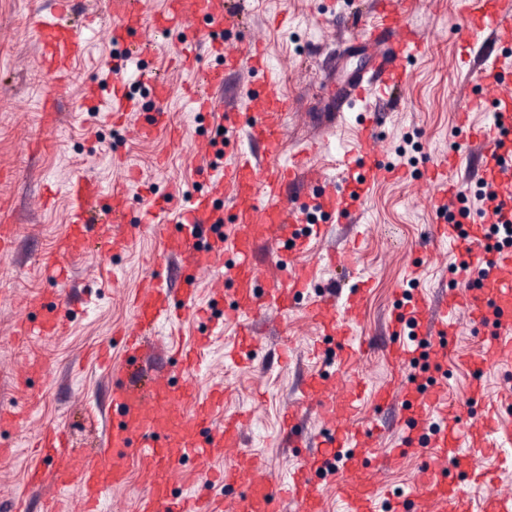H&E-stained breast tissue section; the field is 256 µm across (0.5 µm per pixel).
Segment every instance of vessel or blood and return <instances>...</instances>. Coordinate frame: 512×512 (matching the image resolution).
<instances>
[{"instance_id": "vessel-or-blood-1", "label": "vessel or blood", "mask_w": 512, "mask_h": 512, "mask_svg": "<svg viewBox=\"0 0 512 512\" xmlns=\"http://www.w3.org/2000/svg\"><path fill=\"white\" fill-rule=\"evenodd\" d=\"M73 5L74 0H55L50 14L37 16L34 21L41 65L57 89L68 80L74 60L85 49L80 33L64 25ZM414 5L415 0H381L376 19L358 14L349 17V37L372 47L371 62L344 85H337L331 77L325 79L326 122H340L358 104L364 111H372L373 106L367 101L369 92H378L389 101L400 91L407 77L406 63L423 45L402 23ZM108 11L114 35L120 41L139 27L156 37L174 28H193L203 18L217 31L233 23L231 17L225 16L220 0H167L160 13L147 12L143 0H108ZM465 12L461 37L466 45H474L485 35L498 44L512 43V0H471ZM261 65L259 45L225 51L223 66L198 70L192 104L198 111H212L210 91L223 87L225 71ZM108 66L112 86L104 107L108 118L116 122L136 111L137 105L126 92L127 65L112 60ZM471 73L476 82L495 86L499 119L485 125L474 124L470 114L482 108L481 99L474 97L461 103L459 143L430 171V200L438 207L455 196L458 185L451 175L466 165L491 183L502 206L490 212L482 224L466 218L459 224H435L430 228V254H438L442 244L454 245L463 261L484 269L480 287L449 290L447 298L439 301L421 294L391 316L392 337L384 345L391 376L377 391L375 402L379 410L398 411L395 426L402 440L394 448V455L424 460L411 489L401 497L400 512H472L468 494L472 486L486 489L481 512H512V486L502 484L462 452L463 447L469 446L512 466V419L504 416L499 401L501 395L512 393V381L492 390L482 379L487 369L512 362V249H490L486 238L489 225L512 223V178L488 172L483 161L485 154L496 149L504 133L512 134V56L480 54ZM263 100L262 112L229 111L224 115L230 125H248L255 152L239 153L231 165L225 166L223 175L211 183L207 194L189 198L180 209H172L170 197H157L148 201L140 222L131 224L125 219V182L114 183L107 195L91 176L80 174L70 182L68 233L59 242L56 256L44 259V267H56L62 257L88 240L120 252L150 232L165 244L164 253L153 259L146 283L134 300V328L126 337L131 355L141 351L140 331L185 313H197L198 272L203 268L221 272L225 251L238 257L232 276L235 300L224 311L225 319L239 323L238 339L225 352L232 363L249 360L256 348V323L288 310L294 295L304 292L311 283L312 265L292 264L285 268L277 260L265 265L253 260L257 240L279 241L282 225L306 221L304 208L283 206L288 195L299 188L297 178L303 164L296 161L286 165L277 160L281 119L292 111V103L271 92L264 94ZM375 128L372 120L361 125L353 148L344 149L341 154L340 180L323 186L318 194L322 209L335 215L338 223L354 224L360 216L359 210L344 203L348 191L363 193L375 178L399 175L398 170L387 169L371 157ZM227 191L237 200V230L229 240L213 230L221 217L213 201ZM367 288V280L359 278L348 288L316 295L306 306L308 320L323 335L336 339V376L326 380L320 374H310L299 397L290 401L285 410L281 440L311 449L305 463L288 480L276 479L243 454L248 421L233 418L223 426H213L212 416L222 403L223 394L218 391L209 400H194L189 378L199 370L203 353L191 350L181 357L187 380L180 385L155 380L148 389L136 390L128 387L124 379H114L112 408L121 421L112 427L95 456L86 458L68 452L69 438L56 427L49 426L41 432V458L30 468L27 485L37 490L52 488L54 495L45 501L42 512H61L58 493L74 484L82 488L78 512H99L102 493L125 484L123 460L133 447L139 450L149 484L138 512H287L292 503L298 512H323L322 491L312 475L329 461L336 464V488L344 512H379L387 466L377 449L381 428L378 422L364 425L357 418L363 383L353 371L372 348L368 340L355 333ZM30 304L41 311L42 335L66 332L69 321L64 312L65 300H58L53 311L45 310L40 298L31 299ZM410 319L416 321L431 343L429 360L434 381L421 392L412 390L403 378L405 365L418 355L417 349L400 336L403 323ZM465 323L482 329L483 336L478 356L468 361L474 377L470 394L460 409L452 410L440 377L444 367L459 358L456 336ZM310 411L325 426L320 436H306L300 424L301 417ZM228 448L241 451L237 462L221 475L225 485L234 487V494L221 500L171 494L175 465L183 455L202 458ZM359 462L364 463V470H356Z\"/></svg>"}]
</instances>
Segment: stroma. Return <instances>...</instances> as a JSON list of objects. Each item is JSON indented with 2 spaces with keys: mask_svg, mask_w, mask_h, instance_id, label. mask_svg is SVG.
Listing matches in <instances>:
<instances>
[{
  "mask_svg": "<svg viewBox=\"0 0 512 512\" xmlns=\"http://www.w3.org/2000/svg\"><path fill=\"white\" fill-rule=\"evenodd\" d=\"M53 5L54 0H0V169L8 172L7 179L0 181V225L15 227L14 244L0 259V408L29 410L21 426L0 430V445L10 450L0 457V499L23 498L26 512H41L40 495L26 489V474L34 462L31 444L41 429L47 425L66 428L77 444L101 440L108 430L112 415L107 406V371L120 369L124 359L121 346L113 342V332L131 325L128 298L148 276L150 259L162 249L158 238L146 235L119 253L77 252L66 259L68 281L59 284L48 278L41 261L53 253L66 230V184L80 173L92 175L106 191L114 181L127 180V213L135 221L152 197L172 189L184 199L205 192L208 178L222 176L224 166L248 146L245 131L229 132L223 157L215 158L210 140L220 119L215 114L192 113L189 106L186 91L195 85L197 69L223 62L213 51L209 35L199 43L193 70L173 59L187 32L175 28L155 40L132 66L137 77L129 81L128 90L138 109L123 121L107 122L86 102V91L112 81L103 64L116 46L103 0H78L69 18L72 27L81 28L87 46L72 65L69 83L58 92L56 123L43 124L41 103L48 78L36 64L39 50L32 26L36 15L49 12ZM463 5L464 0H419L405 17L425 46L407 63L400 103L382 105L373 142L375 154L399 166L401 179L374 182L359 223L324 219L320 234L310 240L309 256L318 262L309 288L313 294L341 281L339 270L324 262L323 254L357 247L371 286L356 333L379 343L384 340L386 316L405 293L436 298L460 285L453 267L456 248L443 245L440 257L433 260L421 250L420 242L435 221L426 170L436 156L458 146L459 103L472 94L482 96L483 110L472 115L479 124L488 123L493 111L494 89L475 85L463 60L466 50L457 34L464 22ZM372 9V0H246L239 28L225 30L222 37L228 48L262 44L266 68L232 74L223 91L214 93V100L233 102L242 112L256 111L266 70L276 72L275 92L294 102L293 111L282 122L280 159L291 162L298 151L312 148L307 163L320 177L319 182L305 186V194L316 191L319 183L335 181L337 144L353 142L356 129L368 119L357 107L349 112L346 126L326 128L321 82L336 62L344 20L354 13L371 15ZM88 10L99 17L89 27L83 24ZM157 73L170 87L162 103L151 89L150 78ZM160 105L184 129V137H134L133 129ZM233 288V283H226L220 300L201 292L197 304L206 308V316L187 318L175 328L166 323L157 326L152 336L163 349L154 354L147 369L181 384L182 369L172 351L209 337L206 361L195 381L196 397L208 398L214 385H223L224 403L215 424H223L225 415L234 412L249 413L246 452L276 476L285 477L301 466L308 450L280 444L281 415L299 395L309 371L332 376L336 341L307 322L306 299L300 296L294 298L291 309L260 325L258 355L252 362L225 363L224 343L234 336L236 326L225 323L222 312L234 300ZM38 294L66 299L68 333L62 337L34 333L17 340L18 321H37L27 302ZM107 343L112 346L108 369L91 355L94 348ZM314 347L320 350L316 359L310 356ZM357 371L367 384L359 404V417L367 421L377 416L374 393L387 378L389 367L378 350L364 357ZM128 470V482L103 495L101 512H134L137 497L147 488L138 455H130Z\"/></svg>",
  "mask_w": 512,
  "mask_h": 512,
  "instance_id": "35a3bbf8",
  "label": "stroma"
}]
</instances>
